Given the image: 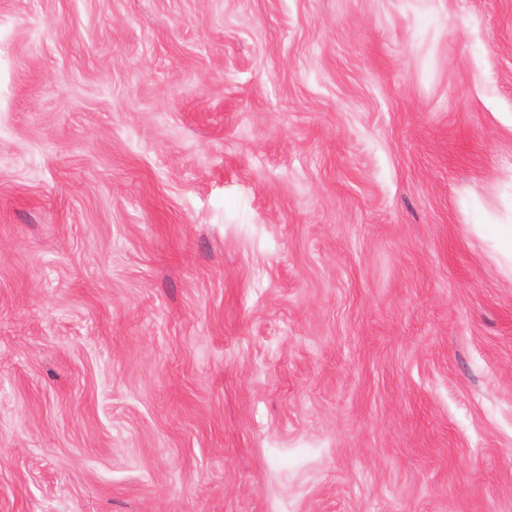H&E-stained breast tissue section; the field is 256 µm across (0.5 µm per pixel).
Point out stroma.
Wrapping results in <instances>:
<instances>
[{"mask_svg":"<svg viewBox=\"0 0 512 512\" xmlns=\"http://www.w3.org/2000/svg\"><path fill=\"white\" fill-rule=\"evenodd\" d=\"M512 0H0V512H512Z\"/></svg>","mask_w":512,"mask_h":512,"instance_id":"1","label":"stroma"}]
</instances>
